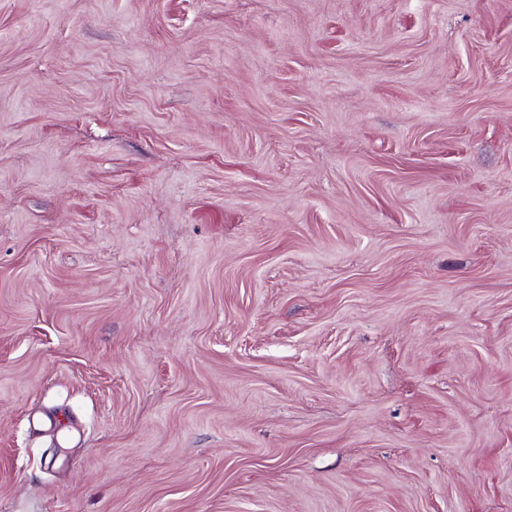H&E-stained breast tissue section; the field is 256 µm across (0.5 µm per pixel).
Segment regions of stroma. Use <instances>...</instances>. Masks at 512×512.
<instances>
[{"label": "stroma", "instance_id": "stroma-1", "mask_svg": "<svg viewBox=\"0 0 512 512\" xmlns=\"http://www.w3.org/2000/svg\"><path fill=\"white\" fill-rule=\"evenodd\" d=\"M0 512H512V0H0Z\"/></svg>", "mask_w": 512, "mask_h": 512}]
</instances>
